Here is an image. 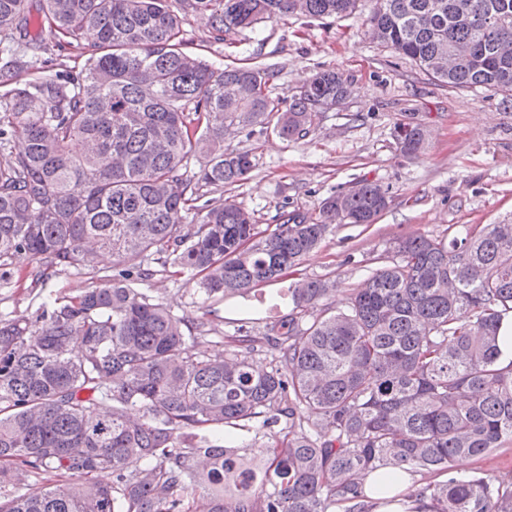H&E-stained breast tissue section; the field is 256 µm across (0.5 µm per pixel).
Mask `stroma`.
<instances>
[{
    "instance_id": "stroma-1",
    "label": "stroma",
    "mask_w": 512,
    "mask_h": 512,
    "mask_svg": "<svg viewBox=\"0 0 512 512\" xmlns=\"http://www.w3.org/2000/svg\"><path fill=\"white\" fill-rule=\"evenodd\" d=\"M374 4L359 0L352 15L338 20L285 16L220 41L195 12L185 11L182 26L184 50L207 61L276 70L269 94L283 108L317 71L336 69L347 77L348 97L317 113L305 139L289 142L258 125L227 135L225 147L251 152L255 166L245 181L205 194L214 204L236 203L259 229L271 230L287 212L318 216L324 200L352 181L367 178L388 188L391 202L375 223L338 225L295 274L335 280L340 301L391 262L396 238L445 239L462 224H512V108L491 90L443 86L369 38ZM408 122L431 130L427 150L416 159L404 157L396 142L397 125ZM12 269L10 284L0 285V314L13 318L32 316L46 295L74 296L98 284L91 275L56 267L38 276V264L26 258L15 259ZM147 286L191 320L217 311L212 332L195 346L211 355L226 349L240 319H249L251 333L265 331L277 317L272 300L288 283L263 284L248 298L223 302L203 300L186 276L168 270Z\"/></svg>"
}]
</instances>
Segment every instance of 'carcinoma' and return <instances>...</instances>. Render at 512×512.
I'll return each instance as SVG.
<instances>
[{"label":"carcinoma","instance_id":"obj_1","mask_svg":"<svg viewBox=\"0 0 512 512\" xmlns=\"http://www.w3.org/2000/svg\"><path fill=\"white\" fill-rule=\"evenodd\" d=\"M357 2L42 0L35 17L29 0H0V83L13 85L0 98V279L17 255L77 271L93 268L90 245L113 257L100 285L0 318V512H372L365 486L388 468L435 477L407 492L416 512H512V481L454 471L512 444V366L498 364L512 224L398 238L392 263L342 307L326 303L336 281H298L267 332L243 322L213 357L193 353L205 322L139 288L156 256L206 300L244 298L294 272L336 225L372 224L388 207L362 178L319 217L293 213L264 237L232 202L184 223L202 188L255 166L224 149L226 134L261 124L301 140L348 85L318 71L281 109L268 93L275 71L183 50L180 9L221 41L290 14L345 17ZM369 26L442 84L512 100V53L501 54L512 0H376ZM89 31L80 71L46 73V54ZM450 54L457 65L438 73ZM399 128L406 157L426 149L421 124ZM254 351L271 353L269 368L250 366ZM283 417L289 431L261 466L224 446L226 430L260 418L271 431ZM20 471L57 481L23 491Z\"/></svg>","mask_w":512,"mask_h":512}]
</instances>
